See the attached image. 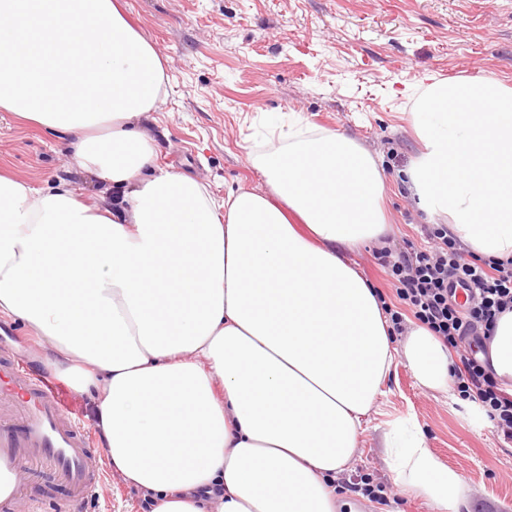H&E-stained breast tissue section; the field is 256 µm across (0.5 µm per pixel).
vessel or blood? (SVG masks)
<instances>
[{
	"label": "vessel or blood",
	"instance_id": "b4317fda",
	"mask_svg": "<svg viewBox=\"0 0 512 512\" xmlns=\"http://www.w3.org/2000/svg\"><path fill=\"white\" fill-rule=\"evenodd\" d=\"M0 512H17L26 478L64 487L81 512L100 476L91 470L88 432L61 410L45 376L12 361L0 365Z\"/></svg>",
	"mask_w": 512,
	"mask_h": 512
}]
</instances>
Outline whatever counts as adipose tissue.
Here are the masks:
<instances>
[{
  "mask_svg": "<svg viewBox=\"0 0 512 512\" xmlns=\"http://www.w3.org/2000/svg\"><path fill=\"white\" fill-rule=\"evenodd\" d=\"M168 94L162 56L121 0H0V111L63 135L70 173L111 189L0 174V314L90 399L113 469L152 512H336V483L397 360L448 392V349L396 342L353 260L390 226L383 170L343 132L283 133L264 179L216 204L156 163L145 128ZM407 187L468 251L512 258V87L490 75L421 85ZM298 224H291V217ZM512 384V313L488 344ZM403 492L462 512L461 475L407 417L383 434Z\"/></svg>",
  "mask_w": 512,
  "mask_h": 512,
  "instance_id": "ef3b65f1",
  "label": "adipose tissue"
}]
</instances>
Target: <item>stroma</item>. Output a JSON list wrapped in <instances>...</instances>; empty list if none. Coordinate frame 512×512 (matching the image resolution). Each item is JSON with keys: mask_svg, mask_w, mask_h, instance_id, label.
I'll return each mask as SVG.
<instances>
[{"mask_svg": "<svg viewBox=\"0 0 512 512\" xmlns=\"http://www.w3.org/2000/svg\"><path fill=\"white\" fill-rule=\"evenodd\" d=\"M131 24L166 59L170 94L149 133L156 162L191 174L216 200L254 189L252 157L281 146L271 117L313 132L342 131L376 154L386 179L394 247L425 244L426 220L405 171L419 151L405 89L428 74L485 73L512 86V0H123ZM66 140L0 112V169L43 188L67 178L95 202L97 186L66 172ZM413 416L427 446L465 481L468 512H512V443L469 404L417 384L398 363L342 478L337 512H433L397 488L382 434ZM390 486L386 502L352 492L360 480ZM142 496L116 472L85 512H142Z\"/></svg>", "mask_w": 512, "mask_h": 512, "instance_id": "stroma-1", "label": "stroma"}]
</instances>
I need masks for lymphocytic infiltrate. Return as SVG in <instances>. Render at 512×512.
<instances>
[{
	"mask_svg": "<svg viewBox=\"0 0 512 512\" xmlns=\"http://www.w3.org/2000/svg\"><path fill=\"white\" fill-rule=\"evenodd\" d=\"M424 232L428 248H383L377 254L396 281L401 304L390 310V319L398 329L412 314L456 353L452 376L460 396L478 403L498 435L512 442V393L500 387L484 358L498 318L512 311V259L467 256L442 224ZM460 287L468 293L463 305L456 301Z\"/></svg>",
	"mask_w": 512,
	"mask_h": 512,
	"instance_id": "f902f5d3",
	"label": "lymphocytic infiltrate"
}]
</instances>
